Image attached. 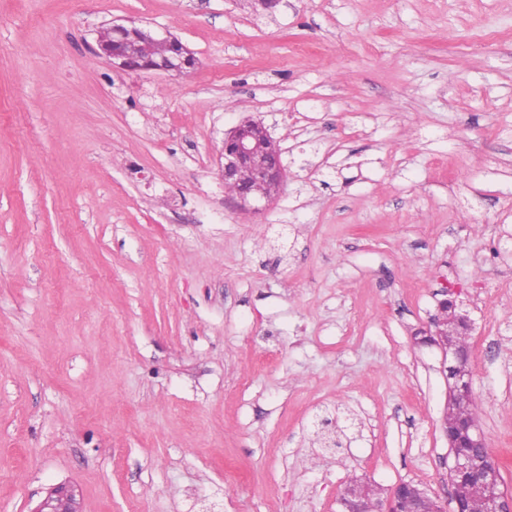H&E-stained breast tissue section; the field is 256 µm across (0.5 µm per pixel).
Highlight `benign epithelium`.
I'll return each mask as SVG.
<instances>
[{
  "mask_svg": "<svg viewBox=\"0 0 512 512\" xmlns=\"http://www.w3.org/2000/svg\"><path fill=\"white\" fill-rule=\"evenodd\" d=\"M114 38L98 39L99 55L122 70L156 71L172 76L183 75L194 69L197 59L179 38L168 32H159L146 26H137L133 22L116 23L109 27ZM162 44L166 53L155 57L150 47ZM262 137L268 140L273 158L258 170L259 179L267 184L268 192L253 195L245 189L236 188L239 174L244 165L251 163L254 156L253 141ZM223 162L220 176L226 186L234 187L229 192L243 209L258 211L257 204L268 203L279 193L285 179V169L280 154L267 129L259 122L246 121L235 127L224 139ZM448 390L451 393L472 391L473 372L464 353L454 351L446 367ZM450 448H485L484 434L473 428L446 432ZM453 464L449 469L452 476L465 475L475 467L477 459L470 454L452 453ZM481 480L489 490L486 500V512H512V495L502 489L500 473L495 468H486ZM368 481L353 480L348 484L345 498L341 500L344 512H367L368 498L365 487ZM408 499L413 504V512H430L437 500L418 488L411 481H402L383 493L377 512H401L400 503ZM32 512H81L76 490L70 485L52 488L46 497Z\"/></svg>",
  "mask_w": 512,
  "mask_h": 512,
  "instance_id": "1",
  "label": "benign epithelium"
}]
</instances>
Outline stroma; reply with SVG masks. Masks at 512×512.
Returning <instances> with one entry per match:
<instances>
[{"instance_id":"1","label":"stroma","mask_w":512,"mask_h":512,"mask_svg":"<svg viewBox=\"0 0 512 512\" xmlns=\"http://www.w3.org/2000/svg\"><path fill=\"white\" fill-rule=\"evenodd\" d=\"M196 68L96 55L111 22ZM494 38L482 42L485 33ZM263 123L259 212L219 157ZM512 285V0H0V512H341L351 480L447 503L440 301ZM471 348L512 493V294ZM355 415L322 448L315 417ZM109 30L111 37L107 40L101 39L110 36ZM100 37L97 40L99 55L112 61L113 66L122 70L156 71L180 76L194 69L197 64L193 51L179 38L168 32L137 26L134 22L112 24L109 29L105 28L101 32ZM132 43L142 47L143 51L134 53L131 47L127 50H122L120 47L121 44L131 45ZM156 44H163L166 47V53L154 57L150 52L151 46H153V54L159 55L165 52L162 46ZM257 137H263L268 141L273 152V158L257 172L259 179L267 184L268 192L253 195L248 190L262 192L264 187L258 181L256 166L244 168L243 166L250 164L253 156L256 165L266 158L267 145L264 141L258 143L254 154L253 141H256ZM222 158L224 161L221 163L220 176L224 186L235 187L239 178L238 187L243 188L238 189L235 187L233 191L228 192L231 188L226 189L224 187V190L236 200L242 209L259 211L261 208L252 205L251 202H264L266 204L272 201L279 193L285 179V169L281 164L278 148L271 139L267 129L261 123L246 121L235 127L224 139ZM33 512H82L74 486L61 485L52 488Z\"/></svg>"}]
</instances>
